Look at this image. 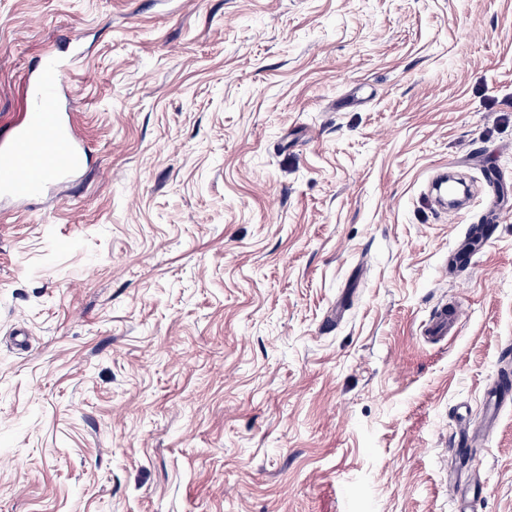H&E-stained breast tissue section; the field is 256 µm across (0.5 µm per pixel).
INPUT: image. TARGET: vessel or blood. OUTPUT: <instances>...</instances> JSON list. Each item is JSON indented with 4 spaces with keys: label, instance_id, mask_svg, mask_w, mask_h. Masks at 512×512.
<instances>
[{
    "label": "vessel or blood",
    "instance_id": "1",
    "mask_svg": "<svg viewBox=\"0 0 512 512\" xmlns=\"http://www.w3.org/2000/svg\"><path fill=\"white\" fill-rule=\"evenodd\" d=\"M68 63L45 56L27 85L31 106L0 140V204L24 203L44 196L51 188L68 184L83 167L85 144L69 115L63 111L61 73ZM461 302L439 304L430 314L424 333L443 341L461 326Z\"/></svg>",
    "mask_w": 512,
    "mask_h": 512
}]
</instances>
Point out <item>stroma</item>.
Listing matches in <instances>:
<instances>
[{
  "label": "stroma",
  "instance_id": "35a3bbf8",
  "mask_svg": "<svg viewBox=\"0 0 512 512\" xmlns=\"http://www.w3.org/2000/svg\"><path fill=\"white\" fill-rule=\"evenodd\" d=\"M48 53L88 155L0 207V512H512V406L448 453L512 366V0H0V136ZM464 309L461 302L439 304L426 321L424 334L435 341H443L453 336L461 326Z\"/></svg>",
  "mask_w": 512,
  "mask_h": 512
}]
</instances>
